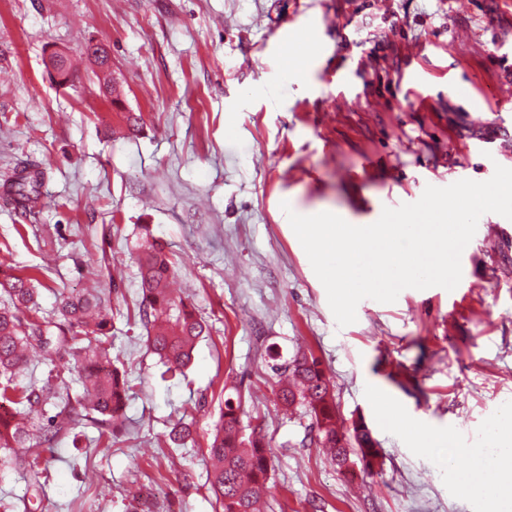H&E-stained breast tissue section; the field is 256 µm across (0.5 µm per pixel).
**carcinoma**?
Returning <instances> with one entry per match:
<instances>
[{"instance_id":"1","label":"carcinoma","mask_w":512,"mask_h":512,"mask_svg":"<svg viewBox=\"0 0 512 512\" xmlns=\"http://www.w3.org/2000/svg\"><path fill=\"white\" fill-rule=\"evenodd\" d=\"M57 80L70 88L78 80L66 56L57 69ZM44 176L41 163L26 161L4 175L0 183L3 196L16 208L32 213L44 206L40 191ZM138 265V314L146 330V348L158 357L166 372L182 373L193 362L194 350L208 333V325L192 303L172 295L170 283L177 272V260L149 233L139 244ZM100 305L99 296L89 291L62 294L57 319L48 321L39 316L33 278L17 274L11 267H0V400L31 413L41 411L55 397L52 372H47L41 386L23 381L31 349L39 350L49 364L57 356L68 355L75 361L82 388L76 397L58 396V412L41 428L17 411L0 412V466L9 463L15 449L25 448L29 466L38 478L43 473L39 468L40 446L50 440L49 433L58 434L92 413L99 415L95 423L103 432H113L123 421L132 386L112 366V324L101 313ZM272 370L286 375V380L278 383L276 399L287 410L297 406L305 409L316 431V447L328 449L336 470L363 478L378 474L382 461L371 430L361 417L347 427L338 422L335 399L317 358L297 354L287 365L275 364ZM240 411L241 401L230 397L224 401V411L207 448L209 491L222 512H258L268 493L270 442L255 431L244 433ZM191 436L192 423L183 418L169 431V440L176 447L186 445Z\"/></svg>"}]
</instances>
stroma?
I'll use <instances>...</instances> for the list:
<instances>
[{
    "label": "stroma",
    "instance_id": "35a3bbf8",
    "mask_svg": "<svg viewBox=\"0 0 512 512\" xmlns=\"http://www.w3.org/2000/svg\"><path fill=\"white\" fill-rule=\"evenodd\" d=\"M91 40L111 50L120 105L99 93ZM53 48L76 88L47 72ZM286 48L302 76L283 74ZM510 85L512 0H0V175L48 164L38 213L0 200V258L34 276L48 319L60 294L96 289L132 385L115 437L85 420L44 449V486L17 449L0 512H215L206 450L233 387L245 430L271 442L267 512H488L457 480L465 449L512 426V220L480 217L454 290L362 300L341 328L281 204L371 224L426 186L489 180L512 168ZM147 230L210 325L176 378L129 318ZM299 351L340 416L364 417L380 475L337 472L310 417L277 404L271 367ZM187 413L192 439L173 447Z\"/></svg>",
    "mask_w": 512,
    "mask_h": 512
}]
</instances>
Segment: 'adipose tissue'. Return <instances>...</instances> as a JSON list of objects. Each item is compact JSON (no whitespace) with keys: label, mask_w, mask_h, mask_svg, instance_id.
Wrapping results in <instances>:
<instances>
[{"label":"adipose tissue","mask_w":512,"mask_h":512,"mask_svg":"<svg viewBox=\"0 0 512 512\" xmlns=\"http://www.w3.org/2000/svg\"><path fill=\"white\" fill-rule=\"evenodd\" d=\"M473 461V473L463 476L461 486L472 495L489 496L499 504L498 512H512V442L503 441L495 452L483 448L470 449ZM492 468L498 471L499 481L496 485H486L479 479V471Z\"/></svg>","instance_id":"adipose-tissue-1"}]
</instances>
